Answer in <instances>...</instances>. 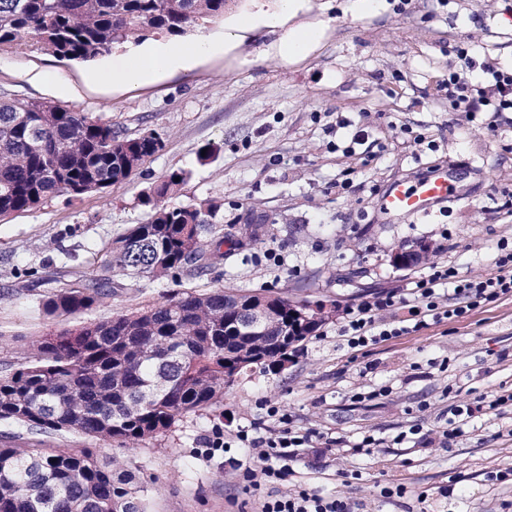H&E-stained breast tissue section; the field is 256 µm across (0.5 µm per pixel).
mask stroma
<instances>
[{
	"instance_id": "1",
	"label": "stroma",
	"mask_w": 512,
	"mask_h": 512,
	"mask_svg": "<svg viewBox=\"0 0 512 512\" xmlns=\"http://www.w3.org/2000/svg\"><path fill=\"white\" fill-rule=\"evenodd\" d=\"M348 0H305L276 26L236 31L238 17L271 12L275 0H242L196 37L235 34L233 47L187 69L137 85L90 78L112 55L75 63L18 48L0 53V97L54 101L134 137L163 134L165 147L103 193L61 192L37 208L0 217V375L32 358V340L53 338L195 289L223 288L321 302L333 314L291 352L280 372L249 371L220 403L180 417L166 432L124 447L75 433L43 434L0 422V446L93 449L143 473L146 512H259L262 496L238 472L201 455L216 426L288 425L320 438L299 449L290 481L345 498L352 512H512V487L489 481L512 465V409L470 418L463 436L443 435L457 408L512 393V299L466 318L364 348L336 331L347 307L375 288H401L430 264L396 269L401 243L428 242L430 263L482 277L502 242L512 243V112L499 136L451 111L441 89L468 46L480 64H512V0H379L355 15ZM292 27L320 29L318 46L296 62L277 46ZM424 143H415L416 135ZM445 167L454 192L426 215L389 217L378 200L395 181L416 182ZM185 170L172 206L220 203L213 231L253 237L207 272L158 280L112 267L116 240L145 223V194ZM350 170V184L336 181ZM107 276L114 288L92 309L43 315L40 302L63 288ZM378 443L356 453L354 442ZM460 476L451 484L452 476Z\"/></svg>"
}]
</instances>
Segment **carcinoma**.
<instances>
[{"label":"carcinoma","mask_w":512,"mask_h":512,"mask_svg":"<svg viewBox=\"0 0 512 512\" xmlns=\"http://www.w3.org/2000/svg\"><path fill=\"white\" fill-rule=\"evenodd\" d=\"M235 0H0V51L27 44L69 61L88 62L114 47L154 34L184 37L224 18ZM165 146L155 131L122 137L112 126L58 104L0 99V213L27 211L59 191H104L130 176L124 156L143 159ZM186 173L174 171L145 196L151 215L117 241L123 270L147 266L149 278L203 270L223 246L243 247L224 235L206 251L202 232L220 205L202 200L172 207ZM112 292L102 277L42 300L49 315L92 308ZM263 307L265 330L236 328L240 302ZM292 301L222 289L184 291L162 303L91 323L33 345L30 363L0 376V421L39 431H72L108 444L134 443L168 429L184 414L222 398L224 375L243 363L278 369L296 336ZM136 472L101 462L87 448L21 452L0 447V512H145Z\"/></svg>","instance_id":"cac0c4a2"}]
</instances>
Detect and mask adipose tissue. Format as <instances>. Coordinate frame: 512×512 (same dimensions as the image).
<instances>
[{
  "label": "adipose tissue",
  "instance_id": "1",
  "mask_svg": "<svg viewBox=\"0 0 512 512\" xmlns=\"http://www.w3.org/2000/svg\"><path fill=\"white\" fill-rule=\"evenodd\" d=\"M225 47V42L201 39L148 48L136 58L113 60L112 80L122 84L140 83L166 70L189 67L203 57L223 52Z\"/></svg>",
  "mask_w": 512,
  "mask_h": 512
}]
</instances>
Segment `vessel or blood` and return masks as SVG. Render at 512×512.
Here are the masks:
<instances>
[{
	"label": "vessel or blood",
	"mask_w": 512,
	"mask_h": 512,
	"mask_svg": "<svg viewBox=\"0 0 512 512\" xmlns=\"http://www.w3.org/2000/svg\"><path fill=\"white\" fill-rule=\"evenodd\" d=\"M451 193L447 170L438 169L412 184L392 183L381 196L379 206L385 213L409 217L430 212Z\"/></svg>",
	"instance_id": "1"
}]
</instances>
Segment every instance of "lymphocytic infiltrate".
Returning a JSON list of instances; mask_svg holds the SVG:
<instances>
[{"label":"lymphocytic infiltrate","instance_id":"1","mask_svg":"<svg viewBox=\"0 0 512 512\" xmlns=\"http://www.w3.org/2000/svg\"><path fill=\"white\" fill-rule=\"evenodd\" d=\"M481 86L461 81L449 73L443 83L454 111L466 113L469 119L480 120L491 135H498L497 118L512 112V67L483 68ZM489 275L471 279L460 276L456 268L436 265L412 281L402 291L382 290L372 293L360 306L348 310L340 333L350 347H368L396 336L417 332L445 319L465 317L481 304L512 297V249L500 248L491 261ZM406 309L405 325L387 323L380 315ZM310 434L286 428L279 434L264 437L238 430L233 440H225L221 429H214L204 441L207 457H215L229 445L256 450L258 466L247 467L242 461L230 459L232 469L240 471L253 488L278 483L293 476L292 449L309 443ZM261 512H351L349 503L339 497L323 495L316 487L301 484L292 493L264 499Z\"/></svg>","mask_w":512,"mask_h":512}]
</instances>
